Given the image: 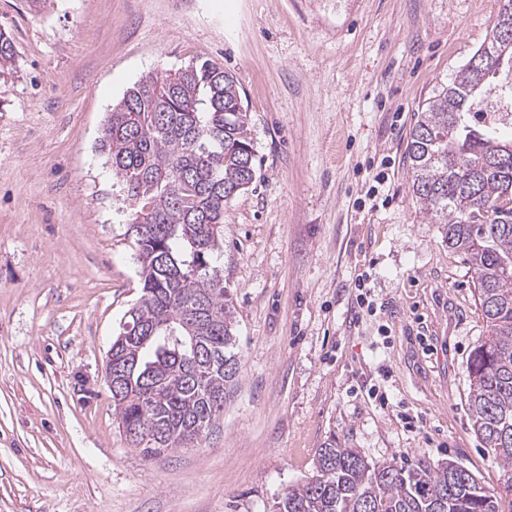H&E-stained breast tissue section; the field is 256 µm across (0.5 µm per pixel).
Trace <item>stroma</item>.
<instances>
[{"label": "stroma", "instance_id": "1", "mask_svg": "<svg viewBox=\"0 0 512 512\" xmlns=\"http://www.w3.org/2000/svg\"><path fill=\"white\" fill-rule=\"evenodd\" d=\"M507 2L0 0V512H270L330 442L503 488L469 420L473 273L406 144ZM205 60L245 96L258 168L224 208L241 369L201 445L147 458L105 379L142 281L99 137L144 76Z\"/></svg>", "mask_w": 512, "mask_h": 512}]
</instances>
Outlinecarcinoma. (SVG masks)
<instances>
[{"label": "carcinoma", "instance_id": "obj_1", "mask_svg": "<svg viewBox=\"0 0 512 512\" xmlns=\"http://www.w3.org/2000/svg\"><path fill=\"white\" fill-rule=\"evenodd\" d=\"M477 53L512 59L498 25ZM13 46L0 31V73ZM512 95V73L495 77L465 63L427 98L406 146L421 210L443 225L448 249L474 274L488 336L468 357L470 426L512 481V137L485 104ZM129 202L142 295L132 307L156 328L151 339L117 336L131 362L118 426L136 431L147 457L199 443L238 377L235 308L224 286V205L256 177L255 149L234 77L205 60L139 81L104 120L99 139ZM317 474L272 512H502L503 495L449 459L374 462L355 448L320 449Z\"/></svg>", "mask_w": 512, "mask_h": 512}]
</instances>
